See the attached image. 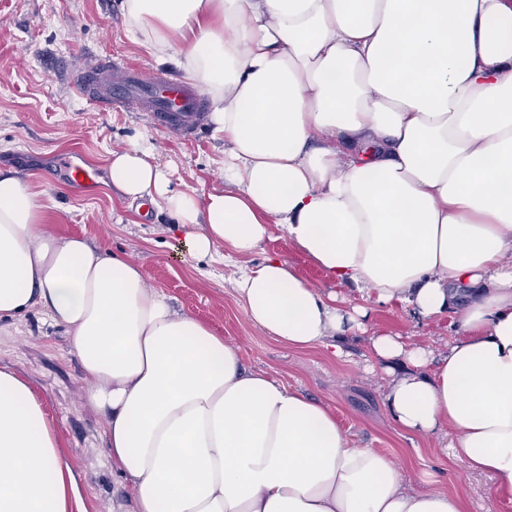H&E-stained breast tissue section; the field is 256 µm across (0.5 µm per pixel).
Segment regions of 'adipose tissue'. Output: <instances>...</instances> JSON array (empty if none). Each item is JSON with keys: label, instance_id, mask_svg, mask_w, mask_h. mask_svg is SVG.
<instances>
[{"label": "adipose tissue", "instance_id": "1", "mask_svg": "<svg viewBox=\"0 0 512 512\" xmlns=\"http://www.w3.org/2000/svg\"><path fill=\"white\" fill-rule=\"evenodd\" d=\"M121 15L208 96L225 187L172 191L135 142L110 153L112 187L162 202L191 257L253 253L277 228L377 305L455 314L436 355L370 331L280 257L233 282L282 344L340 358V336L367 334L396 425L454 432L452 460L512 506V0H121ZM33 311L92 381L132 512H464L457 494L405 489L327 404L246 370L141 265L48 231L28 184L0 170V320ZM62 446L33 388L0 367V512H74Z\"/></svg>", "mask_w": 512, "mask_h": 512}]
</instances>
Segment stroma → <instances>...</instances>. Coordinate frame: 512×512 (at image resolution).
<instances>
[{
  "instance_id": "obj_1",
  "label": "stroma",
  "mask_w": 512,
  "mask_h": 512,
  "mask_svg": "<svg viewBox=\"0 0 512 512\" xmlns=\"http://www.w3.org/2000/svg\"><path fill=\"white\" fill-rule=\"evenodd\" d=\"M86 56L119 58L162 77L183 75L176 66L157 64L147 47L128 37L119 0H0V169L27 180L52 228L141 264L177 310L237 347L246 368L271 373L287 387L327 403L354 444L396 460L408 489L454 492L462 497L464 512H494L491 477L445 458L453 434L421 437L396 426L383 401V365L361 334H346L347 356L339 359L321 346H284L249 322L233 280L240 266L271 255L288 261L321 293L361 301L294 249L283 232H274L244 258L219 251L198 260L180 252L164 209L128 207L104 177L76 192L63 182L64 154L79 152L102 170L109 151L139 141L153 147L154 162L172 190L202 195L224 184V137L211 123L185 140L155 128L144 113L106 112L74 94L60 63ZM368 322L412 344L444 347L443 327L403 308L372 306ZM0 365L13 367L34 385L60 430L82 512H129L132 489L108 460L100 417L88 400L89 382L63 329L38 312L1 320Z\"/></svg>"
}]
</instances>
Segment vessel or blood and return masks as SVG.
I'll return each instance as SVG.
<instances>
[{"label": "vessel or blood", "mask_w": 512, "mask_h": 512, "mask_svg": "<svg viewBox=\"0 0 512 512\" xmlns=\"http://www.w3.org/2000/svg\"><path fill=\"white\" fill-rule=\"evenodd\" d=\"M75 92L104 111L147 112L155 125L181 137H190L204 123L200 93L186 85L161 78L143 68L96 56L72 72ZM68 181L76 188L96 182V168L64 157Z\"/></svg>", "instance_id": "vessel-or-blood-1"}]
</instances>
